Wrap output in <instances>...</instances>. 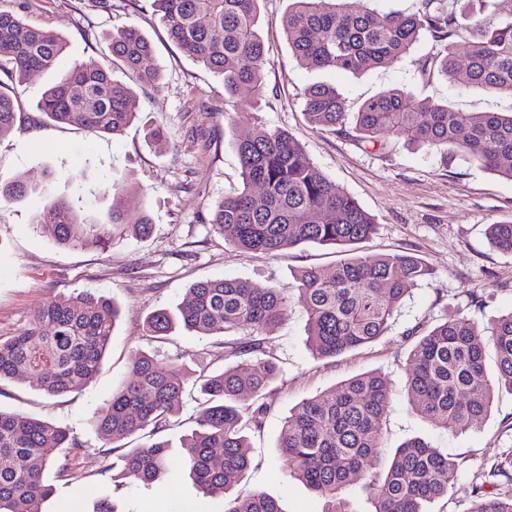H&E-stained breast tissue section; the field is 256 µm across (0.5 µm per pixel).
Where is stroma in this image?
<instances>
[{
    "mask_svg": "<svg viewBox=\"0 0 512 512\" xmlns=\"http://www.w3.org/2000/svg\"><path fill=\"white\" fill-rule=\"evenodd\" d=\"M289 4L260 0L263 92L257 98L242 92L249 108L228 114L222 77L167 39L146 0H111L107 9L96 0H30L27 22L62 37L66 49L55 67L16 85L21 113L15 130L0 138V177L39 188L0 212V339L14 336L36 309L60 294L92 290L115 299L121 309L110 347L88 385L49 397L22 377L0 382V408L56 422L82 446L74 470L47 471L55 492L46 512H91L100 501L115 512H186L190 505L197 512H224L223 496L202 497L176 456L169 461L168 476L152 484L120 478L123 455L141 446L142 437L104 441L89 419L128 379L138 352L154 350L223 370L227 337L179 328L157 342L143 331L150 313L176 310L193 283L241 278L260 288H278L293 283L303 267L329 272L343 259L340 250L313 243L275 256L245 251L213 231L212 210L242 186L235 143L259 125L295 137L320 173L375 218L376 234L357 244L356 254L413 252L433 266L435 277L413 288L384 336L330 359L312 356L304 307L298 296L290 297L287 319L265 343L280 375L266 392L268 411L261 427L244 431L250 466L235 494L259 490L275 498L281 512H322L323 499L290 476L280 454L283 421L303 399L377 370L392 390L382 455L419 437L459 464L454 485L428 504V512H470L479 487L512 495V394H500L491 413L468 430L445 431L408 405L404 346L413 327L428 331L453 317L482 325L512 311V254L494 249L486 235L487 225L512 221V180L463 157L446 159L400 141L386 150L362 145L309 124L303 115L304 93L318 83L335 85L351 112L395 87L460 112L507 111L512 98H488L441 79L422 84L417 61L432 47L427 35L393 65L360 75L300 67L278 25ZM123 26L135 27L151 41L162 73L159 89L139 91L138 120L112 136L61 125L36 111L42 92L75 63L108 56L109 36ZM156 123L168 133L160 149L146 135ZM112 185L122 190L130 212L148 210L154 224L149 237H116L96 249L63 246L41 232L38 214L61 196L81 199L85 215L107 221ZM497 467L502 475H494Z\"/></svg>",
    "mask_w": 512,
    "mask_h": 512,
    "instance_id": "obj_1",
    "label": "stroma"
}]
</instances>
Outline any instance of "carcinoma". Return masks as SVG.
Returning <instances> with one entry per match:
<instances>
[{
    "mask_svg": "<svg viewBox=\"0 0 512 512\" xmlns=\"http://www.w3.org/2000/svg\"><path fill=\"white\" fill-rule=\"evenodd\" d=\"M168 39L208 70L223 77L224 104L239 111L243 88H263L265 49L258 31L259 0H150ZM27 3L0 9V138L16 125L13 84L52 68L66 42L29 24ZM468 21L462 25V21ZM470 30L466 63L448 41L460 27ZM284 37L301 66L361 73L390 65L427 33L434 49L418 62L423 82L443 78L488 97H512V0L495 23L479 16L475 0H422L414 14L374 11L349 0H293L281 19ZM112 65L90 58L68 78L47 88L37 109L53 122L120 135L138 118L135 88L159 87L161 72L152 43L129 27L111 36ZM127 81L112 77V66ZM309 123L385 148L405 143L444 156L464 154L486 170L512 180V111L456 112L446 103L418 99L403 88L365 100L347 130L349 113L335 86L315 84L304 97ZM242 188L221 200L209 224L243 250L274 255L301 243L349 248L377 229L372 215L322 176L291 134L262 126L236 143ZM37 189L0 179V202L27 197ZM75 204L58 199L41 222L43 232L64 246L103 248L119 236H145L152 228L147 210L131 214L121 191L112 188V212L104 224L91 223ZM491 243L512 254V222L490 224ZM433 268L411 253L352 255L332 273L310 267L285 288H258L238 278L194 283L171 313L157 310L144 322L146 335L160 339L178 327L200 336L221 333L241 340L227 357L244 360L206 375L176 358L142 352L130 379L94 412L90 424L104 440L141 432L155 436L178 413L186 385L200 383L197 428L174 446L157 439L124 457L123 476L150 484L164 475L173 448L203 494H225L224 512H282L261 491L228 497L248 469L243 422L260 427L263 392L279 376V365L264 350L266 335L288 317V292H298L307 316V343L317 359L365 346L391 327L410 287L433 278ZM119 308L92 291L56 296L38 308L17 335L0 340V382L27 376L45 395L64 396L98 372ZM416 336L407 358L410 408L448 432L468 429L487 415L496 395L512 394V312L484 325L456 317ZM492 342L497 372L486 374V343ZM391 402L387 378L375 371L341 382L329 396L302 401L284 419L279 448L293 476L324 499L323 512H351L346 492L359 483L374 500V512H427L426 505L448 493L458 463L421 438L402 443L382 460L383 417ZM69 450L59 457L62 449ZM81 445L66 428L49 420L0 409V512H44L54 488L45 480L54 464L71 469ZM471 512H512V496L481 492Z\"/></svg>",
    "mask_w": 512,
    "mask_h": 512,
    "instance_id": "obj_1",
    "label": "carcinoma"
}]
</instances>
